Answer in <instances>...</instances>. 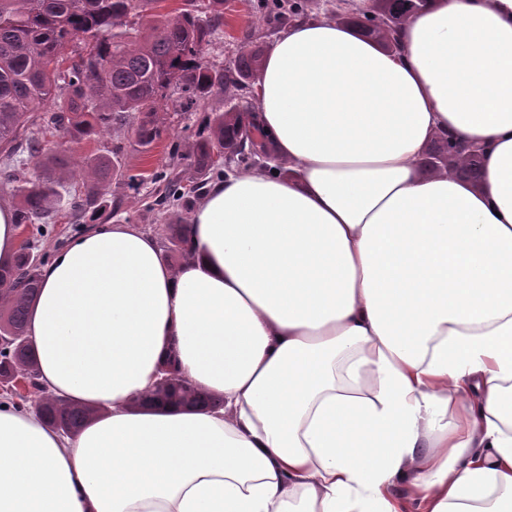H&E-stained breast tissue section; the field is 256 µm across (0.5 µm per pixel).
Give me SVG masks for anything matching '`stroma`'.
Listing matches in <instances>:
<instances>
[{
    "mask_svg": "<svg viewBox=\"0 0 512 512\" xmlns=\"http://www.w3.org/2000/svg\"><path fill=\"white\" fill-rule=\"evenodd\" d=\"M272 8V0H225L224 17L214 32L206 60L225 68L243 43L271 46L283 30L282 24L266 22ZM204 115L201 109L183 116L169 113L167 133L146 149L135 145L129 125L122 122L114 123L103 137L80 144L74 155L81 163L119 148L118 163L126 177L113 181L101 209L76 213L66 207L50 213L38 226L29 227L27 235L34 240L37 252L53 257L99 224H130L153 236L159 246H168L171 229L158 204L164 185L154 175L172 168L171 148L187 154L190 144L199 138Z\"/></svg>",
    "mask_w": 512,
    "mask_h": 512,
    "instance_id": "obj_1",
    "label": "stroma"
}]
</instances>
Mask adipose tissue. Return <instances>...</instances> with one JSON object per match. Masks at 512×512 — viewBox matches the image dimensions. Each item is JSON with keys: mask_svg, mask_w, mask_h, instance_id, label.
Here are the masks:
<instances>
[{"mask_svg": "<svg viewBox=\"0 0 512 512\" xmlns=\"http://www.w3.org/2000/svg\"><path fill=\"white\" fill-rule=\"evenodd\" d=\"M371 6L280 33V170L211 184L188 260L100 224L43 268L39 381L90 416L0 410V512H512V0H426L393 51ZM443 134L478 182L422 168ZM169 358L223 408L131 409ZM448 147V163L456 161L458 163V170L462 167L468 166L472 161L479 160L481 170L482 166V152L481 149L473 147L470 144L448 136V138H440L435 142L434 149L429 151V155H437L440 152L446 150ZM37 409L46 425L64 431H78L89 416L88 410L71 406L60 398L48 395L38 400Z\"/></svg>", "mask_w": 512, "mask_h": 512, "instance_id": "1", "label": "adipose tissue"}]
</instances>
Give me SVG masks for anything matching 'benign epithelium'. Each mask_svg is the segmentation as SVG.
Wrapping results in <instances>:
<instances>
[{
	"instance_id": "obj_1",
	"label": "benign epithelium",
	"mask_w": 512,
	"mask_h": 512,
	"mask_svg": "<svg viewBox=\"0 0 512 512\" xmlns=\"http://www.w3.org/2000/svg\"><path fill=\"white\" fill-rule=\"evenodd\" d=\"M474 160H482L481 149L448 137V161H455L462 168ZM212 401L211 395L198 390L181 374L174 362L168 361L158 370L152 391L133 401V405L162 410L198 408L207 411Z\"/></svg>"
}]
</instances>
